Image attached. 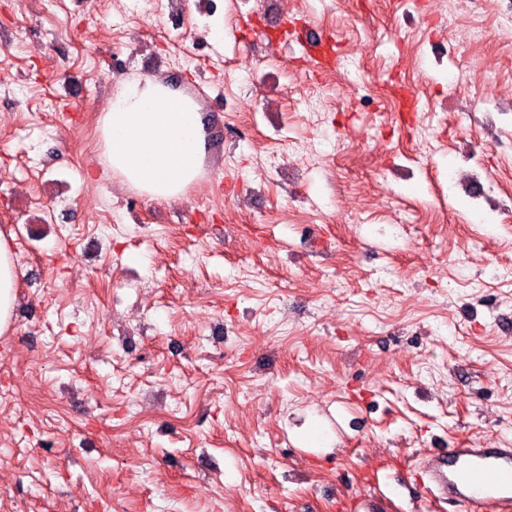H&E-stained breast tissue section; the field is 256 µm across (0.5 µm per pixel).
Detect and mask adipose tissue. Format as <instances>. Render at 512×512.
<instances>
[{
	"label": "adipose tissue",
	"instance_id": "ef3b65f1",
	"mask_svg": "<svg viewBox=\"0 0 512 512\" xmlns=\"http://www.w3.org/2000/svg\"><path fill=\"white\" fill-rule=\"evenodd\" d=\"M112 173L158 199L180 197L202 173L205 127L196 99L154 78L119 83L99 118ZM12 233L0 232V335L10 331L19 272Z\"/></svg>",
	"mask_w": 512,
	"mask_h": 512
}]
</instances>
